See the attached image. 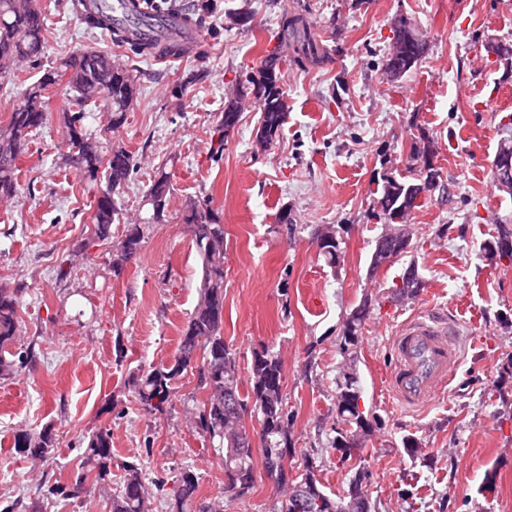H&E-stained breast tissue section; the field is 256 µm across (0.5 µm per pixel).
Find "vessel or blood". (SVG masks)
Masks as SVG:
<instances>
[{
  "mask_svg": "<svg viewBox=\"0 0 512 512\" xmlns=\"http://www.w3.org/2000/svg\"><path fill=\"white\" fill-rule=\"evenodd\" d=\"M78 15L90 11L111 13L126 28L129 46L149 35L142 19L149 13L142 0H76ZM460 331L455 322L431 315L414 316L399 326L390 345L393 366L386 389L402 406L418 408L439 394L460 365Z\"/></svg>",
  "mask_w": 512,
  "mask_h": 512,
  "instance_id": "obj_1",
  "label": "vessel or blood"
}]
</instances>
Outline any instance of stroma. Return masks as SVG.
Returning <instances> with one entry per match:
<instances>
[{
  "label": "stroma",
  "instance_id": "obj_1",
  "mask_svg": "<svg viewBox=\"0 0 512 512\" xmlns=\"http://www.w3.org/2000/svg\"><path fill=\"white\" fill-rule=\"evenodd\" d=\"M46 23L40 59L95 49L133 69L137 99L112 145L138 165L121 195L123 215L110 239L93 234L96 185L67 160L63 99L50 98L49 120L33 133L19 162V190L0 203V285L20 289L22 343L32 358L0 378V495L24 512H109L123 470L139 465L146 480L173 486L180 472L199 479L202 499L224 496V465L188 413L202 393L179 378L163 414L142 409L131 378L174 356L198 299L201 261L192 245L186 205L208 200L224 224V340L247 370L253 351L269 347L284 369L295 415L290 461L311 460L326 491L348 487L353 465L370 473V512H512V259L485 258V241L512 197L499 192L492 161L505 117L512 115V70L493 51L512 43V0H167L190 16L200 48L156 64L90 29L72 0H37ZM247 9V25L231 20ZM410 19L427 51L401 80L382 62L395 16ZM303 17L327 47L319 63L282 74L288 117L274 143L257 150L253 101L229 135L219 123L224 102L279 45L284 17ZM433 144L434 163L450 197L426 194L411 214L409 256L369 275L382 221L374 192L404 174L412 144ZM166 166L173 191L161 221L146 192ZM290 211L294 237L276 231ZM147 225L143 250L121 275L112 249L129 222ZM338 226L343 260L319 257L315 229ZM416 262L424 286L401 297L397 285ZM370 300L355 353L360 407L376 417L350 461L332 446L333 402L342 365L338 340L347 314ZM454 313L465 333L462 363L428 405L407 409L384 387L391 338L408 318ZM112 428L106 481L78 496L53 495L84 473V436ZM51 428L58 446L46 461L16 454L17 433ZM415 439L419 453L404 447ZM255 480L224 512H275L284 498L254 464ZM495 472L485 490L486 472Z\"/></svg>",
  "mask_w": 512,
  "mask_h": 512
}]
</instances>
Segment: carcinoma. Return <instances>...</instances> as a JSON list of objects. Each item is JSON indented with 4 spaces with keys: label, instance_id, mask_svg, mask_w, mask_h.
I'll return each instance as SVG.
<instances>
[{
    "label": "carcinoma",
    "instance_id": "cac0c4a2",
    "mask_svg": "<svg viewBox=\"0 0 512 512\" xmlns=\"http://www.w3.org/2000/svg\"><path fill=\"white\" fill-rule=\"evenodd\" d=\"M283 30L291 33L294 44L290 46L285 41L268 53L256 73L249 75L246 84L224 103L220 120L223 131L238 125L241 100L250 95L259 113L256 125L273 139L279 135L288 113V93L281 83V66L288 62L304 66L324 53L308 32L303 18L285 20ZM45 31L44 16L36 0H0V70L17 62L39 68ZM413 31L415 25L409 19L401 16L395 20L393 33L402 40L401 56L385 57L384 72L397 69L404 76L421 60L427 44L409 38ZM57 93L65 100L63 121L68 161L88 178L104 181L92 223L96 237L106 240L111 236L112 224L120 221L119 189L134 173L135 161L126 149L108 150L88 134L83 125L84 111L90 104L101 101L110 116L108 127L123 124L135 98L136 76L133 70L112 62L103 53L85 51L64 58L9 97V119L5 124L0 123V201L16 197L18 160L27 153L32 134L46 123V99ZM427 151L433 148L411 147L408 175L399 179L388 177L377 190L376 206L384 224L392 223L397 210L419 206L423 171L416 170V162ZM172 190L170 176L164 168H159L146 194L154 219L164 216ZM186 222L202 264L198 301L182 330L172 362L133 379L136 400L143 410L161 414L169 404L175 381L194 371L197 389L205 392V399L192 412V423L208 438L211 447L222 454L227 500L241 498L254 483V438L244 424L245 416L254 414L260 420L259 448L266 474L278 488L288 492L280 512H291L289 505L298 497L312 504V512H369L363 491L367 473L363 469H354L346 492L332 497L322 489L310 461H304L303 467L297 470L288 464L294 413L288 410L283 392L282 361L278 354L265 348L253 354L247 378L241 377L236 354L224 342V224L206 201L190 206ZM326 235L331 241L318 245V254L328 267L335 268L342 257V239L337 236L335 226L329 224L316 231L314 240ZM504 238H512L511 224L497 225V235L484 244L488 259L500 256L499 241ZM144 241L142 225H125V233L113 255L114 273H121L127 262L139 257ZM401 281L404 283L401 292L409 298L423 288V279L413 265L405 269ZM19 302L17 290L0 286V376L14 374L31 360L29 350L10 351L18 338ZM370 306L371 302L365 299L348 314L338 344L344 363L336 375L334 406L339 428L333 447L343 451L348 450L347 441L356 440L359 434H366L372 428L359 406L361 392L352 359ZM56 445L57 439L49 429L19 434L14 443L18 452L40 461L49 459ZM85 459L89 471H97L95 478L101 480L107 475L112 462L111 429L101 428L89 437ZM123 471L122 480L112 493L111 512H148L153 490L144 481L141 469L126 462ZM197 492L196 475L189 470L183 472L174 495L176 512H224V508L215 505L207 508L208 502L198 498Z\"/></svg>",
    "mask_w": 512,
    "mask_h": 512
}]
</instances>
